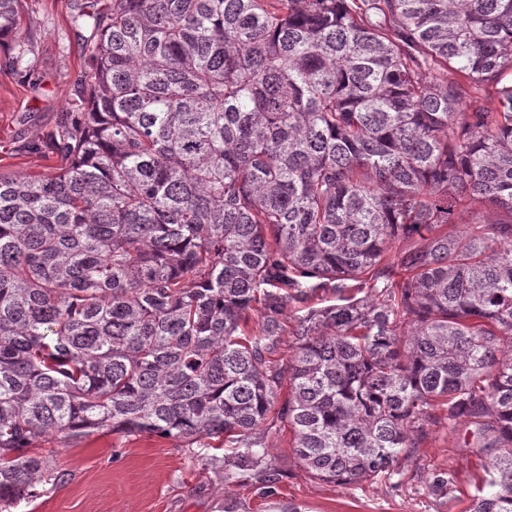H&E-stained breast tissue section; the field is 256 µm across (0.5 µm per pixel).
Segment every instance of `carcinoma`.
Instances as JSON below:
<instances>
[{"mask_svg": "<svg viewBox=\"0 0 512 512\" xmlns=\"http://www.w3.org/2000/svg\"><path fill=\"white\" fill-rule=\"evenodd\" d=\"M19 4L0 49L25 71ZM80 20L62 166L0 175V512L64 479L38 440L173 438L269 497L279 427L351 485L441 420L488 457L471 512H512V0Z\"/></svg>", "mask_w": 512, "mask_h": 512, "instance_id": "carcinoma-1", "label": "carcinoma"}]
</instances>
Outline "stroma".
Masks as SVG:
<instances>
[{"instance_id":"1","label":"stroma","mask_w":512,"mask_h":512,"mask_svg":"<svg viewBox=\"0 0 512 512\" xmlns=\"http://www.w3.org/2000/svg\"><path fill=\"white\" fill-rule=\"evenodd\" d=\"M108 0H22L21 25L35 35L34 73L0 63V174H54L61 165L50 150L27 145L55 130L71 111V90L89 59L90 29L75 24L81 13L104 10ZM464 427L430 425L427 437L390 481L339 485L310 478L292 451L288 428L270 432L283 477L278 498L306 512H468L483 474L484 457L462 447ZM64 482L49 487L19 512H273L251 486L220 482L180 442L157 436L97 434L74 448H58ZM452 471L447 493L432 491L427 474Z\"/></svg>"}]
</instances>
